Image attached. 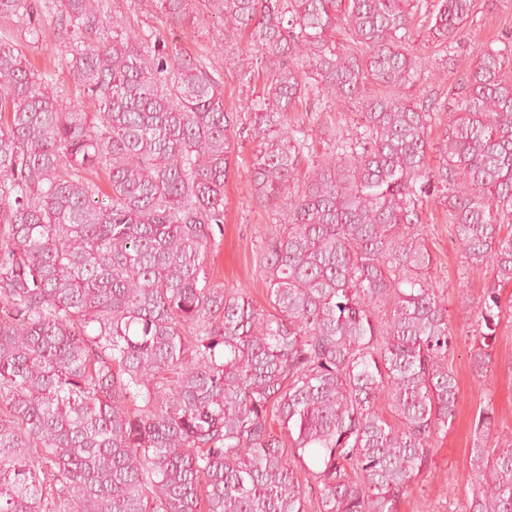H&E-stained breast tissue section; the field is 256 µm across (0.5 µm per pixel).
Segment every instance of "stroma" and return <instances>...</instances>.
Returning a JSON list of instances; mask_svg holds the SVG:
<instances>
[{
	"label": "stroma",
	"instance_id": "35a3bbf8",
	"mask_svg": "<svg viewBox=\"0 0 512 512\" xmlns=\"http://www.w3.org/2000/svg\"><path fill=\"white\" fill-rule=\"evenodd\" d=\"M43 37L26 46L25 53L37 70L53 73L68 103H76L73 76L64 62V42L53 23H45ZM505 33L512 34V0H476L470 19L451 51L441 45L424 22H415L410 47L422 58L426 76L422 82L427 94L446 99L459 75L476 60L478 48ZM217 31L213 25L184 26L174 29L171 38L191 52H207L213 71L224 83V104L235 109L246 99L259 95L266 82L262 60L253 47L231 62L215 46ZM454 57L452 70H443L446 57ZM253 72L249 86L238 81L239 69ZM292 124L302 126L309 136V159L315 160L335 144L339 137H349L357 124L353 104H340L325 98L305 99L298 111L289 113ZM254 145L243 142L238 157L230 165L224 184L226 213L223 232L216 235L217 247L209 256L206 273L226 291L245 290L257 305H265L267 286L257 268L260 243L279 230L273 210L258 206L251 194L247 170L252 163ZM417 230L433 256L430 279L443 291L448 317L458 335L448 357V366L458 384L456 419L448 434L434 443V455L428 471L412 485L398 506V512H469L472 499L469 449L474 438V422L480 405L494 408L491 444L512 445V309L504 310L494 338L490 339L491 361L484 376L473 370V343L467 333L471 327L470 311L462 304L463 296L478 298L494 280L489 270L469 266L455 240L452 228L440 204H428Z\"/></svg>",
	"mask_w": 512,
	"mask_h": 512
}]
</instances>
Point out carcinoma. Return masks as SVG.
Segmentation results:
<instances>
[{
    "mask_svg": "<svg viewBox=\"0 0 512 512\" xmlns=\"http://www.w3.org/2000/svg\"><path fill=\"white\" fill-rule=\"evenodd\" d=\"M143 2L248 36L266 87L230 112L207 55L107 0H0L34 42L52 19L81 91L64 101L0 38V512H307L312 495L315 512H398L458 399L424 207L492 272L469 331L481 370L512 283V40L484 45L450 105L412 94L415 0ZM474 7L438 0L430 34L454 42ZM309 92L361 123L300 179L288 113ZM246 137L253 199L288 200L259 246L265 307L205 270ZM493 413L475 417L470 512H512Z\"/></svg>",
    "mask_w": 512,
    "mask_h": 512,
    "instance_id": "carcinoma-1",
    "label": "carcinoma"
}]
</instances>
